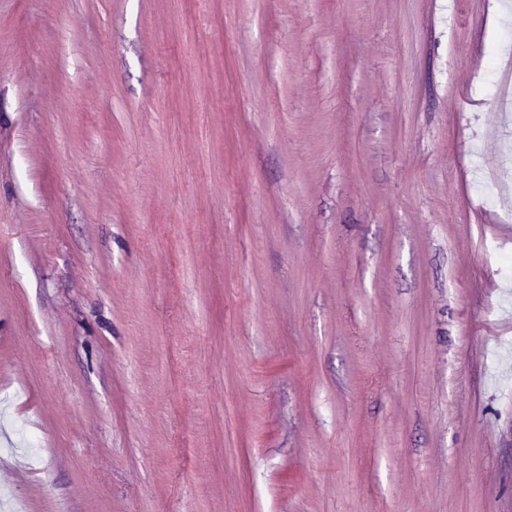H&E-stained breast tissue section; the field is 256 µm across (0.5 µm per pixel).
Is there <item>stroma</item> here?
<instances>
[{"label": "stroma", "instance_id": "1", "mask_svg": "<svg viewBox=\"0 0 512 512\" xmlns=\"http://www.w3.org/2000/svg\"><path fill=\"white\" fill-rule=\"evenodd\" d=\"M512 0H0V497L512 512Z\"/></svg>", "mask_w": 512, "mask_h": 512}]
</instances>
